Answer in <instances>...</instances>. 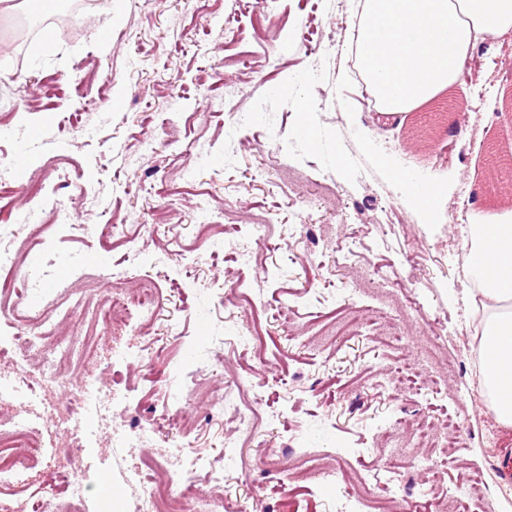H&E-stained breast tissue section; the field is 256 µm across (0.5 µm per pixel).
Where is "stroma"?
Wrapping results in <instances>:
<instances>
[{
	"mask_svg": "<svg viewBox=\"0 0 512 512\" xmlns=\"http://www.w3.org/2000/svg\"><path fill=\"white\" fill-rule=\"evenodd\" d=\"M76 1L74 24L51 25L48 45L42 30L21 39L17 24L0 26V108L14 114L0 126V244H18L29 231L16 221L29 207L20 163L51 167L44 196L68 204L77 226L32 251L46 274L29 299L56 301L58 309L40 326L21 311L0 314V347L9 350L0 379L25 373L59 405L82 385L103 397L72 430L82 444V512H136L135 470L148 475L160 466L179 475L170 444L118 450L110 442L114 428L151 419L166 399L196 422L188 440L203 451V469L223 471L215 492L224 512H277L298 490L299 454L331 448L356 480H310L314 496L300 512H340L349 495L380 481L441 488L473 473L483 492L471 512H512V484L500 479L498 451L484 440L494 427L512 444V425L497 424L477 395L470 373L478 322L448 256L449 245L465 247L469 237L451 210L457 198L469 224L489 213L512 221V192L491 187L487 176L491 152L512 160V79L502 77L512 61L499 45L475 50V86L459 84L418 110L385 115L353 50L357 0H273V33L261 43L251 37L254 0H65ZM45 82L57 87L52 97H28L27 87ZM101 97L106 107H97ZM340 99L352 111H341ZM242 112L255 114V131L239 129ZM168 114L179 140L161 127ZM306 121L315 139L301 135ZM396 169L446 184L436 222L402 195ZM201 201L224 227L218 240L197 237ZM262 216L271 219L263 239L249 228ZM105 224L125 225L131 245L105 239ZM353 243L370 262L401 263L403 286L440 317V342L459 370L432 369L419 383L439 385L442 397L417 401L390 387L398 353L378 343L381 327L310 348L325 319L344 307L332 259ZM128 267L170 295L152 334L98 318L114 274ZM84 271L95 291L73 292ZM229 273L255 302L276 303L264 316L263 356L233 342L247 336L250 318L224 300ZM18 332L35 336V346L10 351ZM141 345L151 349L150 366L115 363V352ZM56 368L73 384L51 382ZM195 382L223 406L210 414L188 400ZM258 392L257 427L238 433L237 409ZM42 402L18 401L14 410L44 453L56 456L64 434ZM448 418L460 444L446 454L432 449L447 460L439 474L407 467L390 476L384 456L369 448L377 427ZM231 435L237 447H225ZM266 443L282 449L277 469L262 461Z\"/></svg>",
	"mask_w": 512,
	"mask_h": 512,
	"instance_id": "35a3bbf8",
	"label": "stroma"
}]
</instances>
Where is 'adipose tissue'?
Returning <instances> with one entry per match:
<instances>
[{
	"label": "adipose tissue",
	"instance_id": "ef3b65f1",
	"mask_svg": "<svg viewBox=\"0 0 512 512\" xmlns=\"http://www.w3.org/2000/svg\"><path fill=\"white\" fill-rule=\"evenodd\" d=\"M361 71L382 112L418 109L451 91L479 42L512 30V0H361L353 27ZM397 183L428 219L442 183L407 171ZM468 278L478 292L482 387L496 417L512 424V222L470 227Z\"/></svg>",
	"mask_w": 512,
	"mask_h": 512
}]
</instances>
